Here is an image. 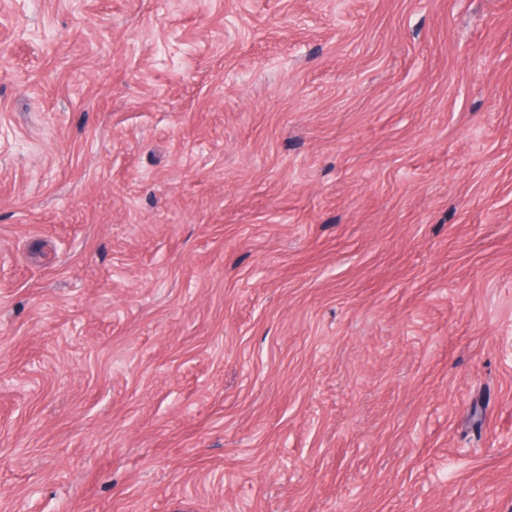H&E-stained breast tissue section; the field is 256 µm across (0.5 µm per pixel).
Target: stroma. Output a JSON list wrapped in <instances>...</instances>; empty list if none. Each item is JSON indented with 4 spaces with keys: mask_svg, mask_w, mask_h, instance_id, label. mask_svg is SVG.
<instances>
[{
    "mask_svg": "<svg viewBox=\"0 0 512 512\" xmlns=\"http://www.w3.org/2000/svg\"><path fill=\"white\" fill-rule=\"evenodd\" d=\"M0 512H512V0H0Z\"/></svg>",
    "mask_w": 512,
    "mask_h": 512,
    "instance_id": "35a3bbf8",
    "label": "stroma"
}]
</instances>
